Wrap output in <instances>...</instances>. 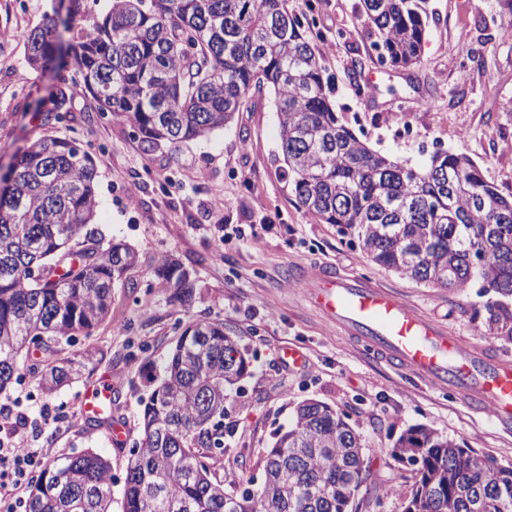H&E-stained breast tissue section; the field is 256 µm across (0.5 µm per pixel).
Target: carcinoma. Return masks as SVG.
<instances>
[{
  "label": "carcinoma",
  "instance_id": "cac0c4a2",
  "mask_svg": "<svg viewBox=\"0 0 512 512\" xmlns=\"http://www.w3.org/2000/svg\"><path fill=\"white\" fill-rule=\"evenodd\" d=\"M101 17L34 27L28 63L53 64L47 117L88 92L144 142L171 145L224 126L252 94L273 93L282 153L299 205L358 243L383 268L435 288L512 297V198L468 157L440 151L421 169L370 149L337 116L323 66L286 0H109ZM428 0H363L381 62L421 60ZM96 171L77 142L44 136L0 178V393L21 376L19 357L50 397L94 362L61 347L90 337L112 312V290L137 254L103 244L90 228ZM158 275L187 301L194 280L168 255ZM248 368L224 322L188 324L164 359L143 409L120 500L112 466L89 450L45 464L25 512H356L366 446L344 415L300 403L263 455L260 483L239 489L219 476L224 403ZM412 467L397 496L404 512H512V466H494L435 428L418 425L392 444Z\"/></svg>",
  "mask_w": 512,
  "mask_h": 512
}]
</instances>
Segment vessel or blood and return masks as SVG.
Segmentation results:
<instances>
[{"label": "vessel or blood", "instance_id": "obj_1", "mask_svg": "<svg viewBox=\"0 0 512 512\" xmlns=\"http://www.w3.org/2000/svg\"><path fill=\"white\" fill-rule=\"evenodd\" d=\"M306 297L337 327L397 367L432 385L466 392L473 411L490 412L502 422L512 419V364L468 351L392 292L327 266L309 284Z\"/></svg>", "mask_w": 512, "mask_h": 512}]
</instances>
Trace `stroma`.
I'll use <instances>...</instances> for the list:
<instances>
[{"label": "stroma", "instance_id": "35a3bbf8", "mask_svg": "<svg viewBox=\"0 0 512 512\" xmlns=\"http://www.w3.org/2000/svg\"><path fill=\"white\" fill-rule=\"evenodd\" d=\"M60 0H0V172L19 148L44 136L67 137L91 154L98 207L93 227L137 253L131 287L116 289L112 314L65 354L90 348L97 360L88 377L44 399L29 376L6 396L32 422L44 402L58 422L31 443L42 459L91 449L112 461L113 494H120L131 448L162 357L193 320L219 318L251 363L226 405L224 483L260 477V460L297 403L324 402L345 413L367 447L369 477L358 512H403L398 497L378 499L388 484L409 487L410 467L390 454L408 428L430 425L474 448L498 466L512 465V429L472 413L459 394L394 370L337 332L304 299L295 269L323 262L394 290L404 301L467 343L512 361V340L489 321L488 295L478 288L448 290L416 282L369 262L335 227L301 208L282 175L278 119L270 95L251 98L227 126L207 137L170 145L144 144L117 114L101 113L85 94L72 100L62 122L43 110L54 88L50 71L26 62L28 32L54 16ZM300 17L325 69L329 100L340 119L367 145L413 168L435 151L464 154L503 194H512V41L498 36L512 21L506 0H429V27L419 65L377 64L376 37L362 0H287ZM479 49L481 62L469 49ZM368 87L358 95L357 86ZM265 225L253 238L236 228ZM171 255L196 284L190 301L173 300L156 274ZM293 348L301 364L284 356ZM112 387V426L87 424L79 398L94 383Z\"/></svg>", "mask_w": 512, "mask_h": 512}]
</instances>
